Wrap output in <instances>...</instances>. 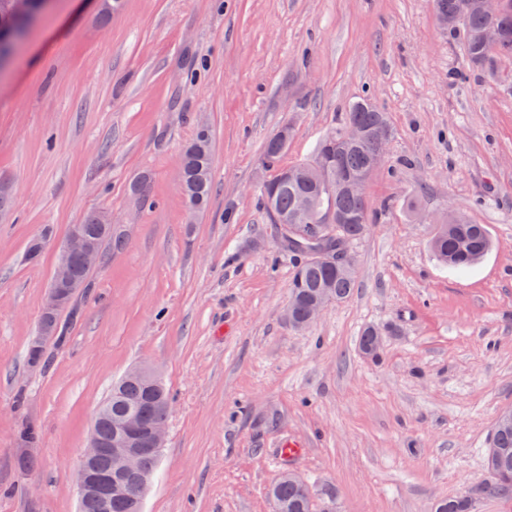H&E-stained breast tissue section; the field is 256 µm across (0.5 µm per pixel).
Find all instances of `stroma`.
I'll return each mask as SVG.
<instances>
[{
	"mask_svg": "<svg viewBox=\"0 0 512 512\" xmlns=\"http://www.w3.org/2000/svg\"><path fill=\"white\" fill-rule=\"evenodd\" d=\"M366 96L391 136L349 248L357 286L296 331L293 260L257 205L262 147L287 126L283 165L310 160ZM202 124L212 195L191 215L180 156ZM143 175L149 206L130 192ZM0 180V512H79L95 411L140 364L172 398L142 512H272L289 469L339 512H434L489 481L482 457L512 407V55L469 68L432 0H124L114 14L51 0L0 75ZM92 211L125 246L32 369L58 246ZM451 212L493 242L464 271L430 248ZM368 326L383 332L375 362L358 349ZM28 423L40 466L24 475ZM36 439L37 434L35 432V428L31 425L24 427L19 434L18 450L20 452L15 448L14 461L17 470L22 473H29L38 467V458L33 454L32 450L25 452L28 448H32Z\"/></svg>",
	"mask_w": 512,
	"mask_h": 512,
	"instance_id": "obj_1",
	"label": "stroma"
}]
</instances>
